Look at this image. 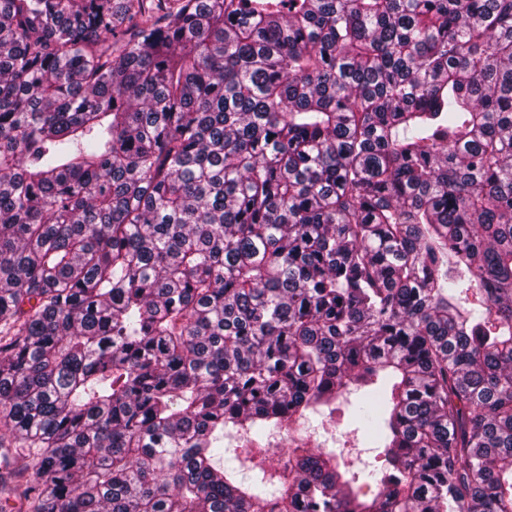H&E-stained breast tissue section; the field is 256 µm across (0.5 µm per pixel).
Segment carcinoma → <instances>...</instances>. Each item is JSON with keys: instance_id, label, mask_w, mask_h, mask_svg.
Wrapping results in <instances>:
<instances>
[{"instance_id": "carcinoma-1", "label": "carcinoma", "mask_w": 512, "mask_h": 512, "mask_svg": "<svg viewBox=\"0 0 512 512\" xmlns=\"http://www.w3.org/2000/svg\"><path fill=\"white\" fill-rule=\"evenodd\" d=\"M351 387L391 470L258 483ZM0 494L512 512V0H0ZM241 436H242L241 432L236 433L235 431H231L224 437V448L225 447L226 448L227 447L239 448L238 452L241 453L240 454L241 459H244L247 456L249 458L253 457L250 454V452L248 451V448H255V446H263L266 448H280L278 446H273L274 444H270V443H268L266 445V442H268V439L271 435L268 438L265 437V438H263V440L258 439L257 441H254L251 438H245V437H241ZM264 444L266 446H264ZM247 453H249V454H247Z\"/></svg>"}]
</instances>
